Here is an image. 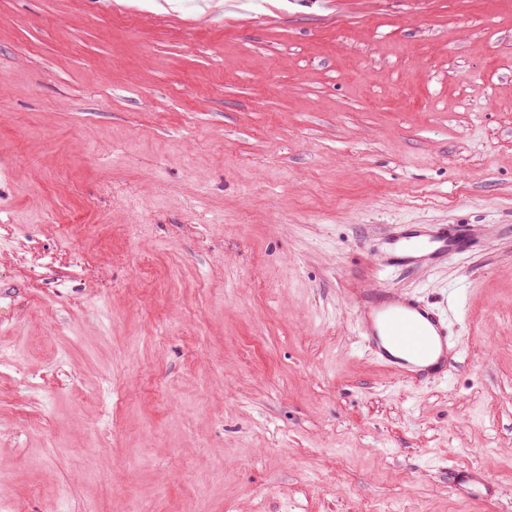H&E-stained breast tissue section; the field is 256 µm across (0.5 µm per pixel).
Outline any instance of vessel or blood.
I'll list each match as a JSON object with an SVG mask.
<instances>
[{
  "instance_id": "obj_1",
  "label": "vessel or blood",
  "mask_w": 512,
  "mask_h": 512,
  "mask_svg": "<svg viewBox=\"0 0 512 512\" xmlns=\"http://www.w3.org/2000/svg\"><path fill=\"white\" fill-rule=\"evenodd\" d=\"M463 241L460 230L447 226L406 228L392 240L393 259L406 264L440 262L458 249ZM364 341L375 359L396 377L424 383L446 372L457 351L448 334L447 322L430 308L411 297L391 298L373 289L362 301ZM454 493L489 502L495 489L485 472L476 466H462L451 473Z\"/></svg>"
}]
</instances>
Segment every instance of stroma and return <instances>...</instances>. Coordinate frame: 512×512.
<instances>
[{
    "mask_svg": "<svg viewBox=\"0 0 512 512\" xmlns=\"http://www.w3.org/2000/svg\"><path fill=\"white\" fill-rule=\"evenodd\" d=\"M155 2L0 0V512H512V0ZM462 241L460 230L448 231V225L405 228L392 239V258L406 264L440 262L448 260ZM364 341L396 377L422 384L448 371L457 354L448 323L411 297L373 289L362 299ZM450 487L454 493L477 501L490 502L495 496L494 486L476 466L455 468L451 472Z\"/></svg>",
    "mask_w": 512,
    "mask_h": 512,
    "instance_id": "stroma-1",
    "label": "stroma"
}]
</instances>
